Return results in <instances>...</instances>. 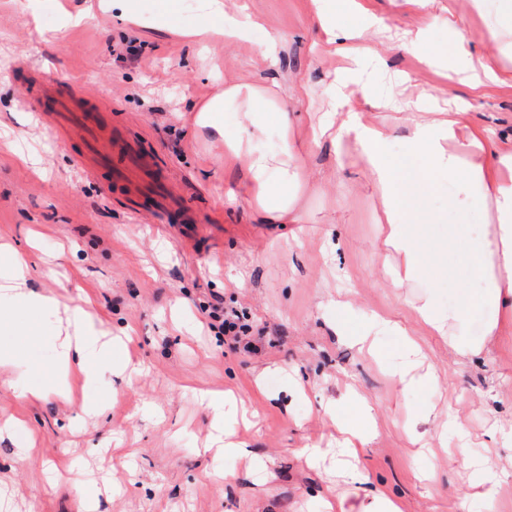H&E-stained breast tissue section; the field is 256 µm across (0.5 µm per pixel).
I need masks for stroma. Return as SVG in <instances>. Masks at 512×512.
<instances>
[{
    "mask_svg": "<svg viewBox=\"0 0 512 512\" xmlns=\"http://www.w3.org/2000/svg\"><path fill=\"white\" fill-rule=\"evenodd\" d=\"M259 28L230 44L198 46L181 29L206 23V0H176L170 29L145 21L162 0H132L141 27L98 11V0H0V244L22 253L35 290L66 297L78 284L94 296L93 313L120 331L136 330L114 362L133 359L127 380L105 378L101 415L82 411L79 396L35 400L28 386L51 381L54 327L19 313L0 322V345L18 350L0 382V496L13 512H80L77 487L104 482L98 512H324L331 494L359 505L365 490L396 497L402 512H512V335L484 330L496 311L463 260L437 257L412 288L380 276L377 193L354 140L312 144L310 132L332 102L324 84L339 64L312 23L311 0H243ZM382 17L372 39L378 58L367 78L400 97L389 74L412 76L439 101L456 94L471 124L485 128L486 152L512 150V61L497 62V83L449 87L434 68L402 50L426 31L431 48L449 50L455 26L479 35L497 0L477 13L472 0H434L416 10L400 0H358ZM284 49L276 64L257 55L267 33ZM229 83L263 86L287 96L308 177L297 191L301 223L270 220L245 193L246 167L224 165V148L194 123L192 107ZM74 93L79 110L96 116L94 139L50 124L54 98ZM365 124L383 126L388 153L409 166L403 191L420 195L431 234L465 222L481 235L482 211L452 207L457 179L427 177L405 150L407 114L381 111L353 94L346 104ZM106 149L95 174L76 162L92 146ZM440 311H458L459 339L479 344L474 359L456 355L417 317L422 296ZM223 302L244 323L266 328L275 345L249 354L215 335L202 305ZM390 319L365 348L338 336L365 316ZM421 347L418 373L435 369L434 385L408 391L396 373L406 363L403 335ZM230 389L226 430L262 461L246 470L231 456L204 450L213 412L200 392ZM372 407L375 430L355 468L341 465L327 412L350 390ZM465 430L439 437L445 415ZM327 455L307 467L304 449ZM493 455L507 473L491 489L472 486L470 464Z\"/></svg>",
    "mask_w": 512,
    "mask_h": 512,
    "instance_id": "obj_1",
    "label": "stroma"
}]
</instances>
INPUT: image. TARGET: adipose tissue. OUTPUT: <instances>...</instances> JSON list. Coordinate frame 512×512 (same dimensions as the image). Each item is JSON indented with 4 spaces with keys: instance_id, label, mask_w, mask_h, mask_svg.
Returning a JSON list of instances; mask_svg holds the SVG:
<instances>
[{
    "instance_id": "ef3b65f1",
    "label": "adipose tissue",
    "mask_w": 512,
    "mask_h": 512,
    "mask_svg": "<svg viewBox=\"0 0 512 512\" xmlns=\"http://www.w3.org/2000/svg\"><path fill=\"white\" fill-rule=\"evenodd\" d=\"M314 19L326 35L328 46L336 48L349 60L343 72L331 79L324 91L338 105H345L353 92H361L376 108L399 107L407 110L410 133L406 138L409 155L419 158L430 173H448L459 178L460 191L455 202L459 214L470 209L485 211L488 222L483 235L472 245L467 263L473 280L482 285L480 303L492 306L497 312L485 333L502 336L512 331V152H500L491 157H471L472 148L481 147L485 132L469 124L462 109H448L437 117L425 118L424 112L431 97L422 89L416 95L394 100L384 96L364 77L362 62L372 56L367 40L372 29L382 26V18H364L356 29H349L343 18L349 14V0H313ZM225 0H209L207 11L215 16L213 24L185 31V38L200 44L212 40L231 42L242 39L253 27V20L225 24ZM406 50L430 53L434 62L448 73L449 84L494 82L498 74L489 58L473 57L470 41L464 29H457L452 52L432 53L428 50L424 32L407 38ZM237 105L243 114L240 129L226 134L219 119L226 106ZM196 123L210 129L224 144L228 159H245L247 163L248 194L257 211L274 220L299 222L296 195L292 188L299 183L303 158L296 147L295 123L287 100L276 98L264 88L249 84H231L207 101L195 105ZM274 119L280 130L282 161L251 153V137L263 131L267 119ZM327 126L336 127L338 135L351 136L361 146V156L377 189V199L385 229L381 237L383 249L395 255V263L384 266L382 278L392 287L407 288L423 276L428 251L427 231L423 224H401L399 212L413 209L414 202L402 194V175L387 150L388 135L380 127L364 125L358 114L344 118L328 114ZM31 268L22 257H15L14 272L9 283L0 286L18 311L37 313L57 323L58 379L52 393L63 396L68 392L72 371L84 377L83 411L95 416L103 404L95 386L104 376H120L118 365L112 361V342L107 331L99 328L82 307L61 304L52 295L28 288ZM345 435V451L355 454L357 444L366 443L371 434L370 415L364 399L348 401L340 419Z\"/></svg>"
}]
</instances>
